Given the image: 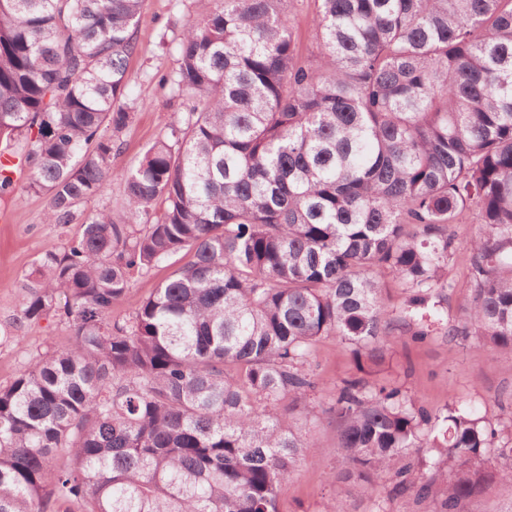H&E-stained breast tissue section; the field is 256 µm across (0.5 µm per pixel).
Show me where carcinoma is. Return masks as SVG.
Listing matches in <instances>:
<instances>
[{"mask_svg":"<svg viewBox=\"0 0 512 512\" xmlns=\"http://www.w3.org/2000/svg\"><path fill=\"white\" fill-rule=\"evenodd\" d=\"M144 2L0 0V200L44 195L45 223L80 225L19 311L71 334L0 385V512H278L315 460L298 421L324 336L365 360L325 408L345 492L385 473L389 500L470 512L512 482V412H433L377 375L396 334L512 354V0H310L306 56L294 0H217L162 78L189 111L118 171ZM114 178L123 215L87 208ZM311 10L308 0H295L293 15L301 51L306 54L313 49ZM478 231V224L475 223L472 217L467 220L466 224H458L454 229L462 247L455 262L448 266V278L458 284V288H455L448 295V320L459 319L465 315L469 290L468 288H461V286L465 283L467 275L469 252L466 247ZM184 259L173 257L168 262L152 271L149 276L140 278L133 288L112 308V318H125L133 313L143 298L157 286L159 282L168 278L174 270L183 265Z\"/></svg>","mask_w":512,"mask_h":512,"instance_id":"obj_1","label":"carcinoma"}]
</instances>
